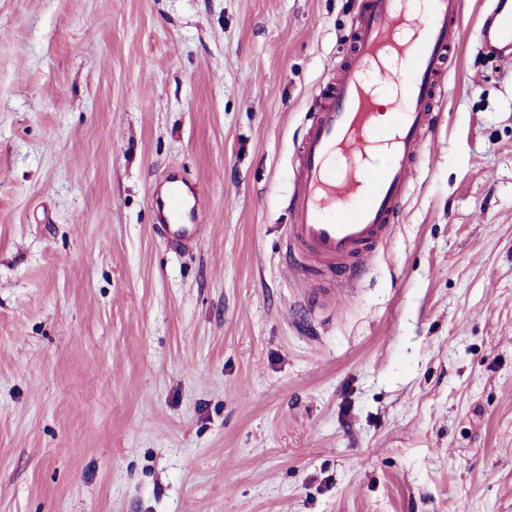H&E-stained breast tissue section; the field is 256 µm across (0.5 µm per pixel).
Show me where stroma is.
<instances>
[{
  "mask_svg": "<svg viewBox=\"0 0 512 512\" xmlns=\"http://www.w3.org/2000/svg\"><path fill=\"white\" fill-rule=\"evenodd\" d=\"M462 0L352 288L281 252L357 0H0V512H512V66ZM201 218L169 243L171 168Z\"/></svg>",
  "mask_w": 512,
  "mask_h": 512,
  "instance_id": "35a3bbf8",
  "label": "stroma"
}]
</instances>
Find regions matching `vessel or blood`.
<instances>
[{
	"mask_svg": "<svg viewBox=\"0 0 512 512\" xmlns=\"http://www.w3.org/2000/svg\"><path fill=\"white\" fill-rule=\"evenodd\" d=\"M461 0H422L411 11L405 0H360L352 47L336 78L319 94L294 159L296 185L289 199L288 257L292 265L313 260L354 285L370 267L375 249L390 234L402 209L408 180L447 80V62L460 30ZM483 53L512 63V0H493L480 25ZM405 59L390 67L388 56ZM396 86L405 101L389 119L390 134L369 138L381 108L375 86ZM384 163L373 160L376 152ZM342 168H335V161ZM157 220L172 241L199 235L188 193L169 175L156 193ZM345 211L336 219V211Z\"/></svg>",
	"mask_w": 512,
	"mask_h": 512,
	"instance_id": "obj_1",
	"label": "vessel or blood"
}]
</instances>
